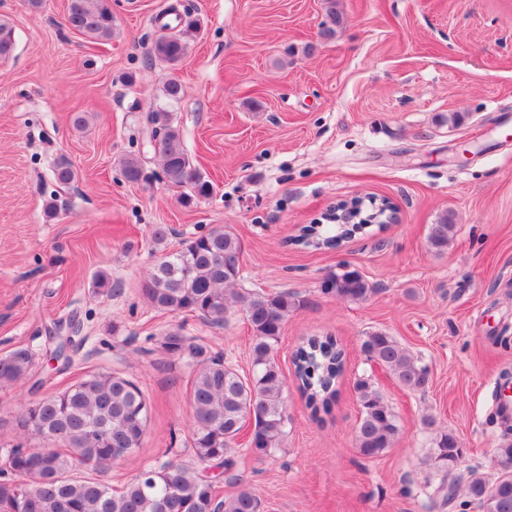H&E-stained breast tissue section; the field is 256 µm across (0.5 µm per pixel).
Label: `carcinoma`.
I'll return each instance as SVG.
<instances>
[{
  "instance_id": "obj_1",
  "label": "carcinoma",
  "mask_w": 512,
  "mask_h": 512,
  "mask_svg": "<svg viewBox=\"0 0 512 512\" xmlns=\"http://www.w3.org/2000/svg\"><path fill=\"white\" fill-rule=\"evenodd\" d=\"M161 34L153 53L176 66L189 52L186 34L197 27L188 11L169 3L153 18ZM66 26L96 41L112 38L116 28L109 0H69ZM14 50L12 29L0 24V60ZM160 118L156 143L148 152L162 165L166 179L185 187L186 202L206 198L213 186L195 168L179 130L167 119V110L156 106ZM124 177L137 182L142 160L135 154L122 162ZM347 203L336 206L337 221L310 224L296 244L333 249L367 228ZM453 224L443 213L430 225L428 242L438 251L448 246ZM241 239L227 226H216L183 244L175 252L161 254L147 274L143 292L164 311L190 312L203 322L224 328L240 312L252 332V374L245 378L220 354L211 355L181 327H169L158 339V350L170 360H184L192 367L190 401L193 412L192 444L202 464L229 471L235 464L237 439L246 421L252 422L246 442L248 452L261 462L281 450L286 435L285 381L275 360L276 346L288 316L300 307L288 291L267 293L238 287L242 280ZM321 292L351 302L367 301L376 288L357 269L347 264L329 273ZM367 359L389 370L411 390H423L429 371L420 360L385 331L366 333L361 344ZM33 355L18 349L0 358V384L25 379ZM298 389L310 416L320 420L336 402L338 384L346 369V355L335 337L310 336L292 353ZM354 390L360 405L355 429L358 452L366 458L382 455L396 442L400 428L392 408L367 378H358ZM149 418V403L142 389L118 374L87 375L64 391L21 409L18 427L24 436L59 441L58 448L38 450L19 443L9 450V472L0 473V507L5 512H259L260 503L242 476L239 489L216 500L214 481L196 468L175 462L145 467L119 490L102 477L118 462L128 460L140 447ZM460 442L453 431L438 430L428 464L445 474L437 489L444 503L455 500L458 484L446 474L456 466ZM461 505H477L480 512H512V470H504L492 482L473 474Z\"/></svg>"
}]
</instances>
